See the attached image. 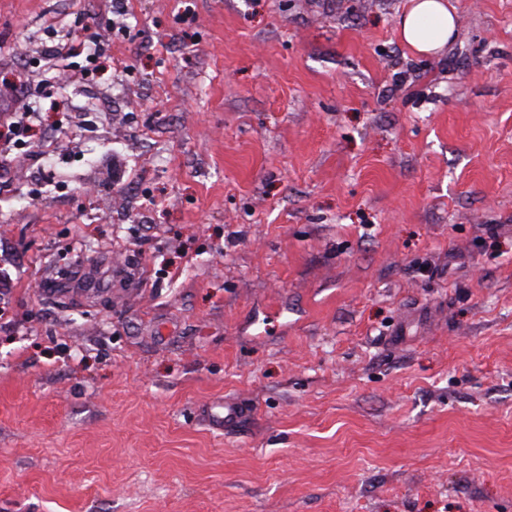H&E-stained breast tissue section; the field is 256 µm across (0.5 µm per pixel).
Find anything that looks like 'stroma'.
I'll return each mask as SVG.
<instances>
[{
  "label": "stroma",
  "mask_w": 512,
  "mask_h": 512,
  "mask_svg": "<svg viewBox=\"0 0 512 512\" xmlns=\"http://www.w3.org/2000/svg\"><path fill=\"white\" fill-rule=\"evenodd\" d=\"M447 3L0 0V512H512V0ZM396 18V28L404 45L417 54L443 50L456 30L455 15L444 0H407ZM219 407L220 411L211 412L208 415L209 425L219 432H229L235 429L247 413V409L238 400L225 399Z\"/></svg>",
  "instance_id": "35a3bbf8"
}]
</instances>
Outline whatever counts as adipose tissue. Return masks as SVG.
<instances>
[{"label": "adipose tissue", "mask_w": 512, "mask_h": 512, "mask_svg": "<svg viewBox=\"0 0 512 512\" xmlns=\"http://www.w3.org/2000/svg\"><path fill=\"white\" fill-rule=\"evenodd\" d=\"M404 45L419 54L443 50L456 30V19L445 0H408L396 18Z\"/></svg>", "instance_id": "ef3b65f1"}]
</instances>
